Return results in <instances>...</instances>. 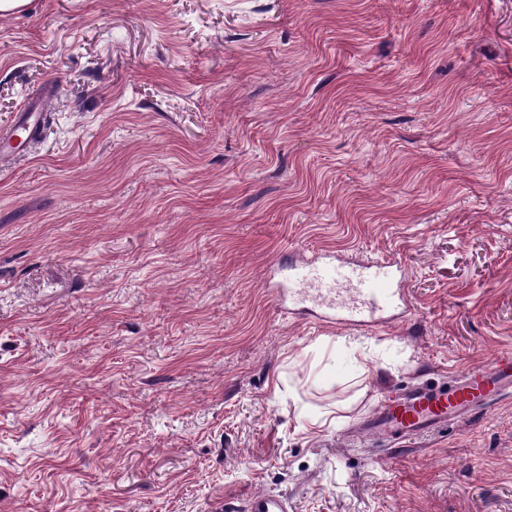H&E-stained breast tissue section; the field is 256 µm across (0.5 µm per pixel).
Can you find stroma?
<instances>
[{
	"instance_id": "obj_1",
	"label": "stroma",
	"mask_w": 512,
	"mask_h": 512,
	"mask_svg": "<svg viewBox=\"0 0 512 512\" xmlns=\"http://www.w3.org/2000/svg\"><path fill=\"white\" fill-rule=\"evenodd\" d=\"M38 100L0 164V512H512V397L360 428L512 350V0H30L0 132ZM292 252L400 260L406 313H289ZM43 113L39 110L28 109L19 112L8 131L0 135V159L5 155L20 153L23 144L32 142L42 128ZM288 498L279 493L258 491L250 494L239 509L232 501H221L214 508L219 512H289Z\"/></svg>"
}]
</instances>
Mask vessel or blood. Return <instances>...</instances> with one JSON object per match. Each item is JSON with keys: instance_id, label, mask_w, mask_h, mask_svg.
Wrapping results in <instances>:
<instances>
[{"instance_id": "1", "label": "vessel or blood", "mask_w": 512, "mask_h": 512, "mask_svg": "<svg viewBox=\"0 0 512 512\" xmlns=\"http://www.w3.org/2000/svg\"><path fill=\"white\" fill-rule=\"evenodd\" d=\"M43 113L25 110L8 131L0 133V157L19 153L42 128ZM394 262L378 264L349 257L289 261V284L301 285L309 313L319 323L378 327L390 322L403 305L390 273ZM512 395V352L496 354L489 363L466 370L458 379L435 386L420 384L403 393H388L367 420L364 431L379 442L415 437L447 427L477 409ZM217 512H289L286 497L258 491L243 506L221 501Z\"/></svg>"}]
</instances>
